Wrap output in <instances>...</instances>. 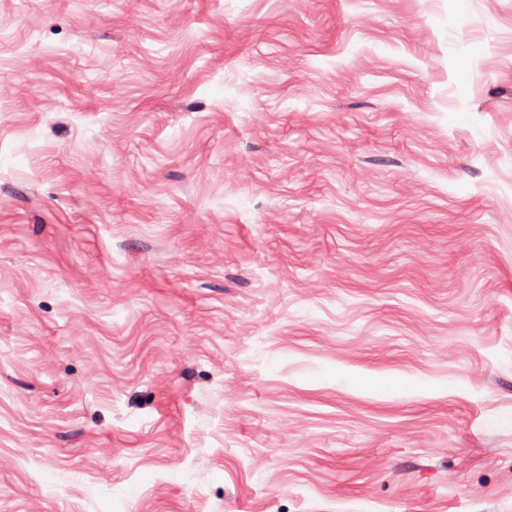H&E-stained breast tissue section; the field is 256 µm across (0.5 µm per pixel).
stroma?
Listing matches in <instances>:
<instances>
[{
  "instance_id": "obj_1",
  "label": "stroma",
  "mask_w": 512,
  "mask_h": 512,
  "mask_svg": "<svg viewBox=\"0 0 512 512\" xmlns=\"http://www.w3.org/2000/svg\"><path fill=\"white\" fill-rule=\"evenodd\" d=\"M0 512H512V0H0Z\"/></svg>"
}]
</instances>
